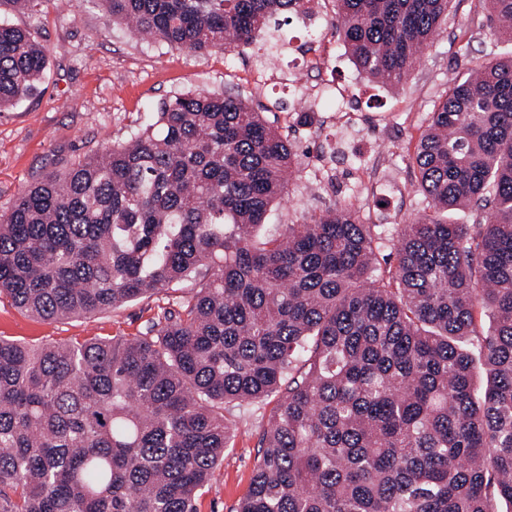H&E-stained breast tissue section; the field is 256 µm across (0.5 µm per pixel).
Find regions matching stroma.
<instances>
[{
  "mask_svg": "<svg viewBox=\"0 0 512 512\" xmlns=\"http://www.w3.org/2000/svg\"><path fill=\"white\" fill-rule=\"evenodd\" d=\"M334 8L333 0H314L309 19L291 16L276 36L260 34L251 45L201 55L140 40L113 23L100 0H66L59 9L46 0L27 12L0 0V20L29 30L48 51L36 94L0 112V214L47 172L126 140L151 122L163 100L205 89L245 99L297 146L300 163L288 195L271 207L262 235L342 205L364 223L381 225L384 240H391L425 208L410 156L434 105L444 100L449 78L512 57V42L492 34L486 0H451L447 20L409 78L381 85L352 63L329 24ZM293 40L311 43L312 55H290ZM341 96L357 103L349 115L336 110ZM347 120L359 125L360 135L344 154L324 159V143ZM194 291L186 282L116 309L57 321L31 316L1 295L0 336L35 345L137 336ZM276 404L271 397L226 410L238 436L196 499L197 512H236Z\"/></svg>",
  "mask_w": 512,
  "mask_h": 512,
  "instance_id": "1",
  "label": "stroma"
}]
</instances>
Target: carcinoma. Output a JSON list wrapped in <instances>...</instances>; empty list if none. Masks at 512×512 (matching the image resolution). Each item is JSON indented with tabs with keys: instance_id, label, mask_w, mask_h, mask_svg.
Segmentation results:
<instances>
[{
	"instance_id": "cac0c4a2",
	"label": "carcinoma",
	"mask_w": 512,
	"mask_h": 512,
	"mask_svg": "<svg viewBox=\"0 0 512 512\" xmlns=\"http://www.w3.org/2000/svg\"><path fill=\"white\" fill-rule=\"evenodd\" d=\"M100 2L142 40L204 54L311 0ZM448 2L336 0L334 26L361 72L398 85ZM488 3L512 41V0ZM46 66L0 22V111ZM410 161L432 213L402 225L385 269L380 225L347 207L257 235L299 155L207 90L24 189L0 214V294L30 315L199 283L140 336L0 337V512H195L234 438L224 409L276 393L237 512L512 508V59L451 79ZM461 207L474 223L439 217Z\"/></svg>"
}]
</instances>
